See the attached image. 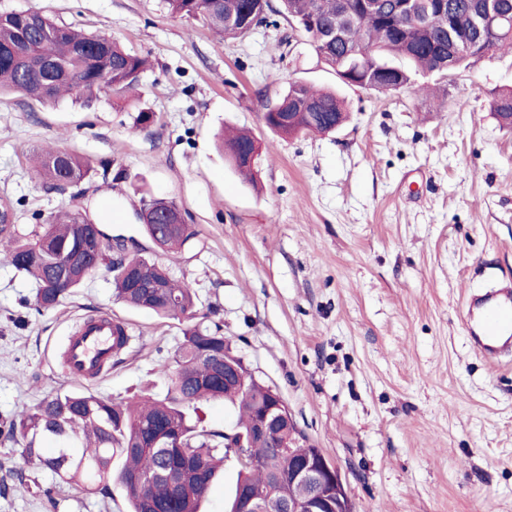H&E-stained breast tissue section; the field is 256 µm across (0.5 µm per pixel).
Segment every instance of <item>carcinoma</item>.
I'll return each mask as SVG.
<instances>
[{"mask_svg": "<svg viewBox=\"0 0 512 512\" xmlns=\"http://www.w3.org/2000/svg\"><path fill=\"white\" fill-rule=\"evenodd\" d=\"M170 15L194 19L226 39L241 38L275 12L286 21L306 20L317 28L336 27V42L313 41L317 56L339 76L367 90L377 83L400 93L416 85L418 76L462 72L483 49L512 51V23L488 34L485 45L448 53V24L470 21L482 0H423L415 15H378L359 7L360 0H163ZM146 60L125 51L102 30L86 34L60 25L36 11L0 13V91L8 89L43 104L68 97L91 105L102 92L116 97L139 84ZM266 126L281 136L329 133L347 118V106L334 91L298 81L288 83L277 99L263 105ZM491 110L502 126L512 129V90L494 97ZM255 144L246 133H223L224 152L235 169L252 176L258 162L247 150ZM85 158L60 149L37 151L31 177L42 184H79L91 177ZM83 214L55 215L43 231L21 237L13 226H0V249L19 272L37 284V309H49L81 287L87 275L76 270L59 278L60 264L70 258L81 232ZM94 243L100 264L112 265L115 247L105 226ZM192 237L186 224L171 230L162 248L177 251ZM134 280L113 265L118 299L161 317L187 322L184 340L158 372L167 378L164 396L145 395L117 401L90 391L66 390L40 400L31 409L0 421V437L17 445L24 463L32 461L62 481L74 480L90 493L112 494V484L127 494L128 512H200L202 502L228 460L230 445L240 444L237 431L249 427L271 399L273 389L248 369L240 381L226 386L213 379L214 361L231 351L219 325L195 321L197 297L187 281L172 278L167 268L135 252L127 258ZM223 401L236 411L230 434L199 426V404ZM273 439H248L244 460L237 461L234 499L228 512H238L240 496L257 504L270 499L273 478L288 474L297 458L318 449L304 444L290 457Z\"/></svg>", "mask_w": 512, "mask_h": 512, "instance_id": "cac0c4a2", "label": "carcinoma"}]
</instances>
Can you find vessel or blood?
Masks as SVG:
<instances>
[{"mask_svg":"<svg viewBox=\"0 0 512 512\" xmlns=\"http://www.w3.org/2000/svg\"><path fill=\"white\" fill-rule=\"evenodd\" d=\"M115 325L112 317L94 318L70 336L63 354L68 378L85 383L100 376L119 348ZM466 327L475 350L487 359L512 355V283L472 295Z\"/></svg>","mask_w":512,"mask_h":512,"instance_id":"obj_1","label":"vessel or blood"}]
</instances>
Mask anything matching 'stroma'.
Returning a JSON list of instances; mask_svg holds the SVG:
<instances>
[{
	"label": "stroma",
	"mask_w": 512,
	"mask_h": 512,
	"mask_svg": "<svg viewBox=\"0 0 512 512\" xmlns=\"http://www.w3.org/2000/svg\"><path fill=\"white\" fill-rule=\"evenodd\" d=\"M28 10L107 28L150 66L136 99L104 93L85 108L0 95V202L16 231L80 211L190 282L199 316L339 464L354 512H512V364L474 351L464 311L469 294L512 279V131L491 111L512 89V55L429 76V98L340 86L311 37L274 13L225 41L163 0H0V12ZM289 81L339 88L349 120L275 135L263 104ZM142 108L151 125H137ZM228 126L254 137L255 182L217 144ZM47 145L92 160L93 178L32 182L29 158ZM153 197L180 206L193 233L181 252L137 223ZM112 281L100 266L40 310L34 282L0 260V419L68 389L67 339L100 313L124 321L131 342L89 390L165 393L157 368L185 324L117 301ZM127 510L121 486L86 493L0 441V512Z\"/></svg>",
	"instance_id": "1"
}]
</instances>
